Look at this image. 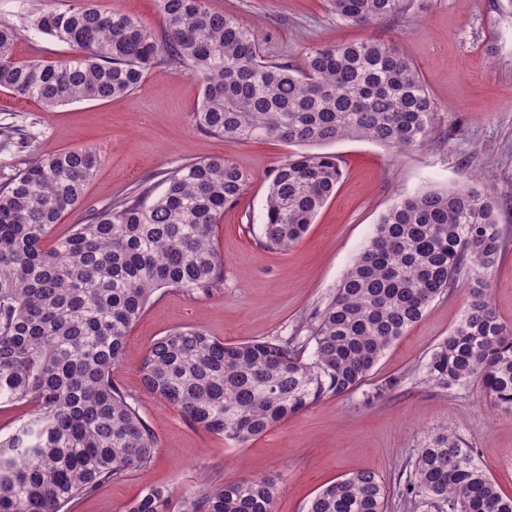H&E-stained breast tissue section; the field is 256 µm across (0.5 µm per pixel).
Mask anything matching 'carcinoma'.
Masks as SVG:
<instances>
[{
    "label": "carcinoma",
    "mask_w": 512,
    "mask_h": 512,
    "mask_svg": "<svg viewBox=\"0 0 512 512\" xmlns=\"http://www.w3.org/2000/svg\"><path fill=\"white\" fill-rule=\"evenodd\" d=\"M164 34L93 0H69L30 15L38 32L75 54L56 61L13 57L17 31L0 25V88L47 111L135 92L158 66L201 80L195 126L224 139L319 146L345 138L388 148L421 146L434 102L410 59L370 38L310 49L302 68L267 61L252 29L205 0H156ZM336 17L368 27L407 0H329ZM100 162L90 148L31 161L0 185V404L33 413L0 437V512H71L79 498L150 460L156 437L112 383L130 327L163 288L207 291L223 280L216 225L249 182L213 156L183 164L153 195L145 187L50 247L62 216L82 200ZM343 175L336 156L298 152L272 169L265 245L287 251L314 223ZM473 183L428 189L396 202L301 345L234 344L184 327L159 338L140 362L143 386L193 426L239 446L325 396L361 384L385 350L430 304L463 280L464 314L430 356L428 377L448 389L476 383L512 407V325L487 294L505 250L494 199ZM406 494L441 512H512V496L443 429L419 449ZM265 478L205 485L179 512H275ZM165 489L126 512H170ZM373 472L318 492L306 512H387Z\"/></svg>",
    "instance_id": "obj_1"
}]
</instances>
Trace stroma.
<instances>
[{
  "label": "stroma",
  "instance_id": "1",
  "mask_svg": "<svg viewBox=\"0 0 512 512\" xmlns=\"http://www.w3.org/2000/svg\"><path fill=\"white\" fill-rule=\"evenodd\" d=\"M62 0H0V24L20 27L16 60H54L67 45L27 28L29 14ZM211 10L251 28L265 57L302 67L310 48L362 38L394 44L418 70L436 112L425 143L409 151L345 139L323 145L343 177L293 248L266 247L262 224L271 170L293 153L272 141H231L196 129L202 84L180 67L157 68L138 90L107 101L47 111L0 89V180L34 158L91 147L101 156L85 195L51 232L68 233L95 210L180 165L221 155L250 177L225 209L215 247L221 284L207 292L158 291L128 335L112 381L156 436L150 463L76 500L71 512H125L146 490L181 500L203 483L267 476L276 512H304L327 485L374 472L390 491L388 512H435L405 493L418 448L438 429L455 431L477 461L512 495V409L494 406L478 385L448 390L427 378L438 343L462 317L466 285L437 298L423 318L382 355L351 392L327 396L246 446L189 424L149 394L139 364L151 345L179 327H197L227 343L304 339L311 316L331 300L383 213L429 188L484 175L499 203L507 246L489 276L497 314L512 324V0H408L407 10L361 28L339 20L327 0H207Z\"/></svg>",
  "mask_w": 512,
  "mask_h": 512
}]
</instances>
